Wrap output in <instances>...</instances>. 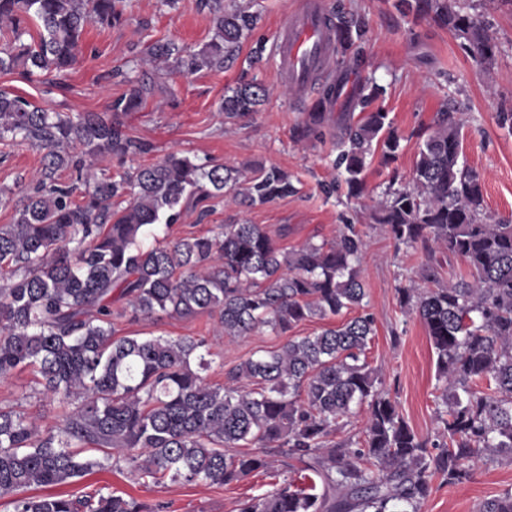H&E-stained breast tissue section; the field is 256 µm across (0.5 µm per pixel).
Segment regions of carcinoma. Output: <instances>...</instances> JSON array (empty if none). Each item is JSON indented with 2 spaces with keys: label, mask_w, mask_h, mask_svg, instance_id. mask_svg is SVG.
Segmentation results:
<instances>
[{
  "label": "carcinoma",
  "mask_w": 512,
  "mask_h": 512,
  "mask_svg": "<svg viewBox=\"0 0 512 512\" xmlns=\"http://www.w3.org/2000/svg\"><path fill=\"white\" fill-rule=\"evenodd\" d=\"M125 3L0 0V24L11 34L0 45V71L63 75L78 61L85 26L121 23ZM397 6L448 27L476 63L493 68L496 44L457 0ZM211 13L214 36L203 48L160 41L141 62L190 72L232 66L259 15L237 0H214ZM333 18L341 54H359L365 18L339 5ZM124 82L130 88L105 111L75 115L0 90V140L42 150L39 181L52 183L0 226V380L29 369L36 391L64 409L58 426L43 429L21 411L0 408V498H12L14 512H144L135 499L101 490L19 496L72 484L109 464L142 479L223 486L271 468L277 456L302 465L304 482L285 478L239 502L237 512H419L434 480L456 486L471 478L476 461L512 455V220L485 211L482 178L461 163L464 124L456 113H440L417 133L413 169L401 183L393 164L404 137L389 113L366 111L383 89L364 85L349 103L364 116L341 128L333 161L356 199L367 160L391 170L373 219L395 246L428 253L419 273L426 286L411 281L396 295L423 323L436 354L442 428L433 441L408 425L367 361L376 326L364 311L368 242L355 225H343L334 241L289 251L259 224L145 244L155 224L172 225L196 193L252 207L299 188L275 165L198 164L179 153L117 177L89 174L88 158L124 160L151 150L124 121L150 88L128 76ZM264 96L262 85L243 82L224 95L221 109L229 119L246 118ZM337 96V84L323 89L297 139L322 136L326 107ZM64 169L72 183L54 184ZM438 251L461 258L467 277L440 285ZM115 298L132 322L206 314L229 338L264 328L286 333L352 308L363 313L241 361L221 385L201 375L213 362L203 336L115 335ZM362 407L368 418L361 435L336 439ZM479 512H512V491L485 500Z\"/></svg>",
  "instance_id": "1"
}]
</instances>
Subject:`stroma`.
Segmentation results:
<instances>
[{
  "label": "stroma",
  "instance_id": "obj_1",
  "mask_svg": "<svg viewBox=\"0 0 512 512\" xmlns=\"http://www.w3.org/2000/svg\"><path fill=\"white\" fill-rule=\"evenodd\" d=\"M361 14L369 28L358 59L335 62L326 82L341 72L353 79H375L384 92L373 108L388 112L403 136L397 162L400 174L409 175L419 140L418 130L432 124L438 112L455 108L464 123V162L484 180V206L495 217H512V130L497 121L501 112H512V0H459L463 9L480 14L497 45L491 71H484L463 50L460 39L447 27L427 17L400 12L396 0H323L325 9L336 2ZM261 15L251 37L243 40L241 57L228 69L186 73L142 64L148 47L158 40L172 41L191 51L201 49L214 35L212 15L202 0H178L175 7L161 0H128L120 25H88L81 39L78 63L63 86L51 76L22 79L18 72H0V87L26 97L52 112H100L126 90L122 74L143 78L151 86L146 103L130 113L128 131L152 144L150 153L118 164L112 158L92 159L96 173L116 176L124 169L146 166L170 152L213 159L228 165L278 166L300 181L298 194L252 208H243L221 196H191L172 228L157 225V234L174 237L210 235L227 224H259L275 243L290 250L308 241L333 240L343 225L353 224L364 234L368 249L362 276L369 311L377 333L367 353L371 367L380 370L387 388L407 423L424 437L436 435L440 423L435 412L436 355L419 318L403 313L395 288L417 279L427 261L423 248H395L381 225L371 218L372 207L389 183V174L378 160L369 161L365 195L356 200L345 191L325 194L336 180L332 161L336 137L346 116L328 110L320 139L298 141L294 132L307 118L319 97L318 88L301 95L283 83L278 73L275 36L287 15L302 8L304 0H241ZM266 50L262 61L248 66L246 58L256 40ZM257 80L268 90L263 105L252 117L226 118L220 106L227 88ZM42 167V154L27 144L0 143V225L12 223L35 187L33 177ZM117 335L206 337L223 362L212 363L204 376L224 383L227 371L252 354L281 345L282 337L263 331L245 338L228 339L212 318H162L128 324L115 322ZM31 371L16 372L0 382V406L25 412L42 427L56 425L62 410L56 402L34 394ZM298 473L274 464L227 486L185 485L164 478L139 479L129 471L105 467L76 483L55 487L58 495L95 490L126 494L137 501L162 505L164 512H236L240 501L264 494L283 479ZM512 489V458L482 460L464 484L435 485L420 512H478L480 504Z\"/></svg>",
  "mask_w": 512,
  "mask_h": 512
}]
</instances>
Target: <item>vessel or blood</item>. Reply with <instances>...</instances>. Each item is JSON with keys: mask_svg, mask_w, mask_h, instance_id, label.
<instances>
[{"mask_svg": "<svg viewBox=\"0 0 512 512\" xmlns=\"http://www.w3.org/2000/svg\"><path fill=\"white\" fill-rule=\"evenodd\" d=\"M281 79L300 91L311 89L332 60L333 34L321 0H307L276 37Z\"/></svg>", "mask_w": 512, "mask_h": 512, "instance_id": "b4317fda", "label": "vessel or blood"}]
</instances>
